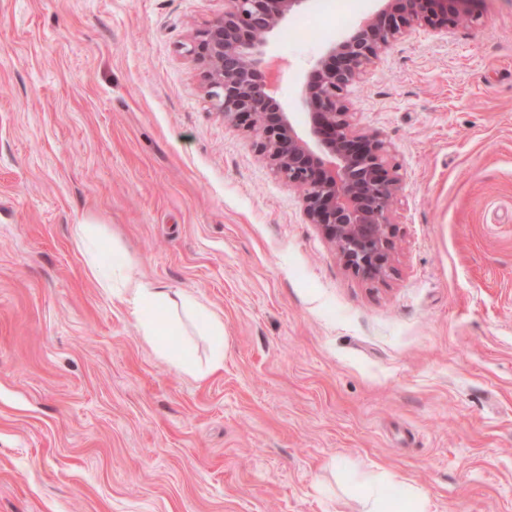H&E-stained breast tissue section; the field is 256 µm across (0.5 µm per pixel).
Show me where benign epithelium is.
<instances>
[{
  "instance_id": "obj_1",
  "label": "benign epithelium",
  "mask_w": 512,
  "mask_h": 512,
  "mask_svg": "<svg viewBox=\"0 0 512 512\" xmlns=\"http://www.w3.org/2000/svg\"><path fill=\"white\" fill-rule=\"evenodd\" d=\"M309 2L224 0V13L194 33L186 53L213 108L224 122L251 133L256 152L300 191L306 218L335 245L343 265L363 280H380L391 270L390 213L400 178L380 136L355 128L346 92L411 30L482 23L483 0H383L348 33L325 43L301 87L303 131L277 98L281 68L269 36Z\"/></svg>"
}]
</instances>
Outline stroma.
I'll return each mask as SVG.
<instances>
[{"label": "stroma", "instance_id": "stroma-1", "mask_svg": "<svg viewBox=\"0 0 512 512\" xmlns=\"http://www.w3.org/2000/svg\"><path fill=\"white\" fill-rule=\"evenodd\" d=\"M224 0H0V512H358L367 477L430 512H512V0L421 27L351 85L401 190L394 258L354 276L225 123L184 46ZM307 46L270 37L281 100ZM100 224L135 311L87 272ZM173 329L158 354L140 318ZM123 285L129 293L134 309H138L143 303L167 305L171 298L159 288H147L131 276H123Z\"/></svg>", "mask_w": 512, "mask_h": 512}]
</instances>
